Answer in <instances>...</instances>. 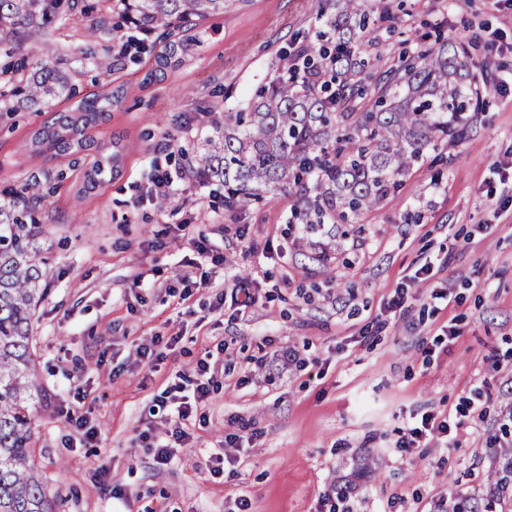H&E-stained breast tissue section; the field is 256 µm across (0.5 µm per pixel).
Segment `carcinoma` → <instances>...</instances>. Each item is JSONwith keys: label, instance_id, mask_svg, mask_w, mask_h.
Returning a JSON list of instances; mask_svg holds the SVG:
<instances>
[{"label": "carcinoma", "instance_id": "obj_1", "mask_svg": "<svg viewBox=\"0 0 512 512\" xmlns=\"http://www.w3.org/2000/svg\"><path fill=\"white\" fill-rule=\"evenodd\" d=\"M107 9L149 32H159L162 51L143 82L180 65L204 43L198 22L224 14L225 0H103ZM316 41L281 58L275 77L246 112L206 111L211 135L195 156L196 174L224 184V205L246 207L271 193L295 198L291 223L316 234L325 224H351L402 185L429 151L466 139L465 114L482 107L464 44L439 35L400 64L366 76L367 15L355 0H321ZM83 13L79 0H0V112H52L77 91L71 66H90L102 91L55 114L33 135L38 153L52 158L85 155L74 198L81 202L111 182L119 157L106 152L88 130L118 103L112 92L114 59L87 48L71 61L61 53H24L42 43L52 24L65 26ZM103 16L81 31L106 37ZM48 174L20 180L0 200V512H57L30 455L41 384L30 339L49 257L43 227Z\"/></svg>", "mask_w": 512, "mask_h": 512}]
</instances>
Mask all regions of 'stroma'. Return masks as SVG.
I'll list each match as a JSON object with an SVG mask.
<instances>
[{
    "instance_id": "obj_1",
    "label": "stroma",
    "mask_w": 512,
    "mask_h": 512,
    "mask_svg": "<svg viewBox=\"0 0 512 512\" xmlns=\"http://www.w3.org/2000/svg\"><path fill=\"white\" fill-rule=\"evenodd\" d=\"M319 5L226 0L223 15L202 21L203 46L149 84L161 43L112 14L102 45L119 58L121 100L91 134L120 152L121 167L83 202L67 158L25 145L49 113L0 112V190L44 171L55 186L46 208L53 262L33 329L44 401L32 453L58 512H227L241 495L251 512H321L324 491L347 485L363 491L359 512L385 503L437 512L444 501L491 496L493 512H512V483L497 484L499 441L512 435V196L494 168L512 164V85L503 84L512 0H357L374 20L370 74L440 33L488 67L468 138L429 153L357 223L309 234L290 223L288 195L229 210L219 183L183 188L209 132L206 108L244 111L281 55L319 27ZM158 169L176 178L163 207L145 197ZM201 238L220 245L222 262L198 254ZM187 275L208 284L184 300ZM403 283L405 309L388 310ZM236 285L255 297L243 313L220 300ZM452 325L461 331L453 339ZM155 336L178 342L156 346L151 363L135 348ZM219 346L209 423L156 469L152 450L132 443L135 430L166 428L158 396ZM426 412L448 422L450 445L396 452ZM72 413L98 426L97 441L73 429ZM230 433L241 437L239 461L212 474L208 455ZM108 483L127 502L113 500Z\"/></svg>"
}]
</instances>
